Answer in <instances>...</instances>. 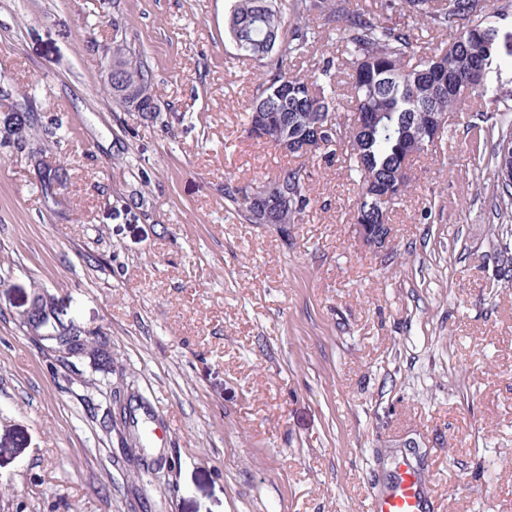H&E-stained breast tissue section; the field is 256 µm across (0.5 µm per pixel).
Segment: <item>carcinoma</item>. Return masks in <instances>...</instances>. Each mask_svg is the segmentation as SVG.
<instances>
[{"instance_id": "carcinoma-1", "label": "carcinoma", "mask_w": 512, "mask_h": 512, "mask_svg": "<svg viewBox=\"0 0 512 512\" xmlns=\"http://www.w3.org/2000/svg\"><path fill=\"white\" fill-rule=\"evenodd\" d=\"M391 7L387 2L375 10L353 0H292L293 24L288 26L278 0H234L225 18V34L242 56L261 68L254 104L247 112L249 133L263 139L255 129L260 127V119L269 118L276 131L270 132L268 143H273L276 133H284L288 146L283 151L300 158L302 141L315 135V124L322 116L332 115L333 130L324 138L323 150L351 143L346 156L358 185L356 224L388 221L391 206L410 191L411 182H398L396 176L402 175L403 161L419 135L430 126L447 131L443 118L450 117L462 102L488 91L491 77L506 69L489 0H400L401 10L413 19L403 24L386 16ZM420 26L449 34L448 42L431 54L421 51L415 33ZM333 35L341 43L346 66L347 117L340 113L332 59L318 63L310 75L291 69L292 60L309 55L325 37ZM113 54L122 56L125 66V70L113 72L115 80L125 84L126 93L119 102L148 117L155 114L153 95L142 99L140 93L131 91L133 87L151 91L149 66L129 47H118ZM11 125L24 138L34 128L46 138L61 137L59 123L36 126L30 112H11ZM307 178L304 166L286 165L260 181L267 188L262 198L270 205L272 223L301 220L310 203ZM67 184L68 175L61 165L40 178L41 192L51 198L56 188ZM250 189L249 184L224 185V198L248 220L254 208ZM22 327L57 336L59 344L52 350L66 367L75 366L86 349L88 338L76 319L39 295L33 298ZM98 395L97 406L109 419L120 399H125L123 423L138 428L139 438L145 437V428L138 427L129 410L131 402L144 401L137 381L127 382L121 391L107 383Z\"/></svg>"}]
</instances>
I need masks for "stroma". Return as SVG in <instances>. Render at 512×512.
<instances>
[{
    "label": "stroma",
    "mask_w": 512,
    "mask_h": 512,
    "mask_svg": "<svg viewBox=\"0 0 512 512\" xmlns=\"http://www.w3.org/2000/svg\"><path fill=\"white\" fill-rule=\"evenodd\" d=\"M229 6L0 0V512H367L405 457L431 512H512V199L492 159L512 71L414 159L389 249L356 242L338 151L305 158L300 223L253 224L225 183L287 158L245 129L258 71ZM123 37L157 118L101 89ZM26 104L63 125L33 160L4 122ZM41 164L67 168L63 194L44 198ZM40 291L90 338L76 370L20 326ZM132 378L140 447L84 405Z\"/></svg>",
    "instance_id": "35a3bbf8"
}]
</instances>
